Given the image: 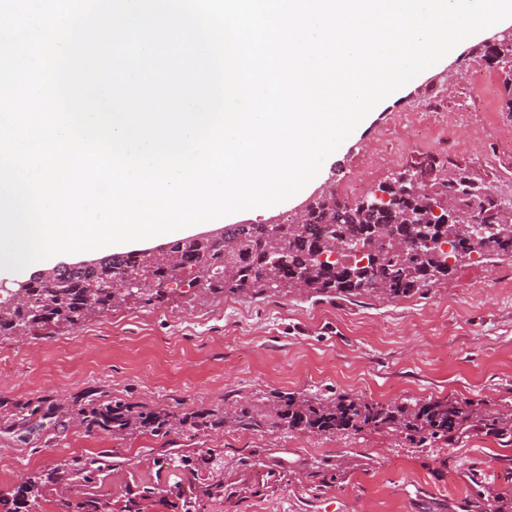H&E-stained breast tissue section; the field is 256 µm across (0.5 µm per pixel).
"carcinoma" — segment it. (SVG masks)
Segmentation results:
<instances>
[{
  "label": "carcinoma",
  "mask_w": 512,
  "mask_h": 512,
  "mask_svg": "<svg viewBox=\"0 0 512 512\" xmlns=\"http://www.w3.org/2000/svg\"><path fill=\"white\" fill-rule=\"evenodd\" d=\"M477 53L490 65L511 68L505 78L502 111L512 116V41H501L492 47L482 44ZM413 167L432 175L431 182L418 192L405 189L395 179L378 187L388 199L377 200L373 207H363L358 199L318 200L308 209L299 229L289 217L276 233L264 224L241 227L243 243L231 257L236 266L232 279H224V246L220 244L185 238L170 243L171 250L181 255L189 287L197 286L201 292L227 290L256 297L268 291L263 278L264 258L277 244L285 245L289 255L288 265L276 273L280 291H292L291 285L303 277L308 292L343 298H407L450 277L465 261L512 256V195L494 194L482 179L466 170L448 179L441 174V162L429 155L415 161ZM457 208L472 209L482 221L498 223L495 239L488 244L482 238H459L455 224L448 220L449 212ZM384 227L391 228L400 239L429 237L435 242L455 243L462 258L448 263V254L437 245L406 257L381 238ZM328 237L368 241L374 255L365 264L363 259L341 251L336 259L320 262L317 255L325 251ZM139 263V254L129 252L99 268L71 270L57 284H38L30 289V299L16 302L12 311L0 318V337L49 336L72 327L78 319L88 320L84 311L88 301L86 284L100 279L109 269L116 278ZM0 409L7 431L23 430L32 423H53L74 425L90 434L126 436L149 431L166 436L175 422L193 433L222 428L228 421L245 431L266 424L243 405L230 413L191 412L178 419L164 408L114 400L102 393L77 395L69 403L47 396L26 401L0 398ZM275 409L278 424L286 429L318 435L377 431L403 435L419 443H450L476 426L500 440L512 441V414L481 410L466 400L450 397L383 404L349 395L319 398L288 393L277 397ZM215 459L214 453L202 448L176 449L157 459L159 469L178 470L183 475L168 489L175 496L172 507L176 512H205L207 502L224 500V474L212 475ZM111 469L110 456L100 454L73 457L29 473L12 489L0 491V512H44L46 502L53 503L54 512H144L157 495L156 487L138 484L128 489L124 499L114 502L99 492Z\"/></svg>",
  "instance_id": "carcinoma-1"
}]
</instances>
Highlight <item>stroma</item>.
<instances>
[{
  "label": "stroma",
  "instance_id": "1",
  "mask_svg": "<svg viewBox=\"0 0 512 512\" xmlns=\"http://www.w3.org/2000/svg\"><path fill=\"white\" fill-rule=\"evenodd\" d=\"M475 46L467 41L449 65L376 112L329 165L325 182L367 195L425 153L511 193L512 117L501 110L506 73L472 65ZM434 97L443 111L412 139L409 113ZM86 392L178 417L237 403L266 415L288 392L512 407V258L463 264L403 299L202 295L172 285L162 302L134 300L48 338L0 337L1 397L66 401ZM168 448H212L223 458L233 492L207 503V512H467L476 490L492 496L512 488V442L478 430L449 444L418 445L374 431L321 436L229 422L193 436L46 427L23 440L0 432V459L13 464L0 473V488L57 460L105 452L112 469L100 491L118 499L135 483L166 486L155 458ZM328 471L338 480L326 486Z\"/></svg>",
  "mask_w": 512,
  "mask_h": 512
}]
</instances>
